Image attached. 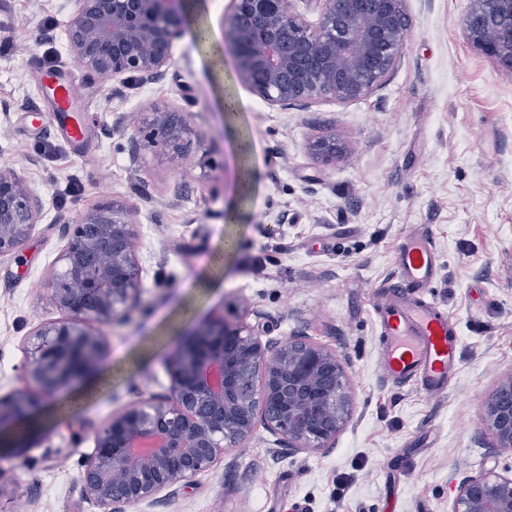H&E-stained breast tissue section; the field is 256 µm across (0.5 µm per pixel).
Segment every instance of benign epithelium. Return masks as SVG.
Instances as JSON below:
<instances>
[{"label":"benign epithelium","instance_id":"1","mask_svg":"<svg viewBox=\"0 0 512 512\" xmlns=\"http://www.w3.org/2000/svg\"><path fill=\"white\" fill-rule=\"evenodd\" d=\"M65 28L75 62L120 84L165 78L181 34L184 0H73ZM296 0H231L224 17L226 51L240 79L282 109L319 101L349 103L383 84L401 58L410 30L407 0H316L317 22ZM465 37L512 79V0H472ZM135 149L178 151L189 132L181 112L156 109ZM329 166L345 152L329 135L310 145ZM42 201L15 169L0 170V257L16 252L35 229ZM137 210L103 200L68 230L62 269L48 282L61 317L29 338L27 381L42 394L82 382L102 364L101 327L126 319L140 296ZM169 394L109 417L93 434L83 491L101 512L153 505L193 485L229 448L251 438L257 424L288 439L293 452L331 448L350 416L346 367L336 350L303 334L262 340L240 320L206 319L182 334L170 356ZM37 400L21 392L0 398V426L24 447L19 428ZM492 445L512 452V371L482 404ZM451 512H512V467L463 479Z\"/></svg>","mask_w":512,"mask_h":512}]
</instances>
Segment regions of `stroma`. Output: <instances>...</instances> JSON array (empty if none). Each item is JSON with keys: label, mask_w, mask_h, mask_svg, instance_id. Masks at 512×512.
<instances>
[{"label": "stroma", "mask_w": 512, "mask_h": 512, "mask_svg": "<svg viewBox=\"0 0 512 512\" xmlns=\"http://www.w3.org/2000/svg\"><path fill=\"white\" fill-rule=\"evenodd\" d=\"M63 3L0 0V167L20 169L43 202L32 235L0 258V397L25 390L28 337L60 316L48 281L66 227L101 199L138 211L142 291L129 320L104 326L94 386L45 397L28 445L0 448V512H99L81 483L95 429L167 394L179 335L222 316L335 349L352 415L321 452L289 453L257 427L192 488L127 512H451L461 479L512 464L481 421L484 395L512 370V81L467 42L471 0H407L411 27L382 86L288 110L241 81L222 36L229 0H193L168 77L123 87L74 62ZM54 74L79 92L81 139L50 114ZM227 95L240 111H223ZM157 108L184 113L180 153L134 151ZM323 135L348 145L330 166L309 151ZM242 143L248 173L232 160ZM413 232L434 241L425 296L460 338L438 397L377 367L374 303Z\"/></svg>", "instance_id": "1"}]
</instances>
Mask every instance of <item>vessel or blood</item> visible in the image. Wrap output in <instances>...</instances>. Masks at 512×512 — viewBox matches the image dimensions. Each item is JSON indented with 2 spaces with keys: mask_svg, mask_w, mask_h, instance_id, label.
Returning <instances> with one entry per match:
<instances>
[{
  "mask_svg": "<svg viewBox=\"0 0 512 512\" xmlns=\"http://www.w3.org/2000/svg\"><path fill=\"white\" fill-rule=\"evenodd\" d=\"M57 112L74 111L78 94L72 82L56 81L53 87ZM396 263L400 283L393 295L379 302L383 341L379 351L382 375L396 383L416 382L430 396L448 389V375L457 364L459 338L447 316L435 303L402 300L400 287H430L436 274V254L429 239L408 235Z\"/></svg>",
  "mask_w": 512,
  "mask_h": 512,
  "instance_id": "1",
  "label": "vessel or blood"
}]
</instances>
